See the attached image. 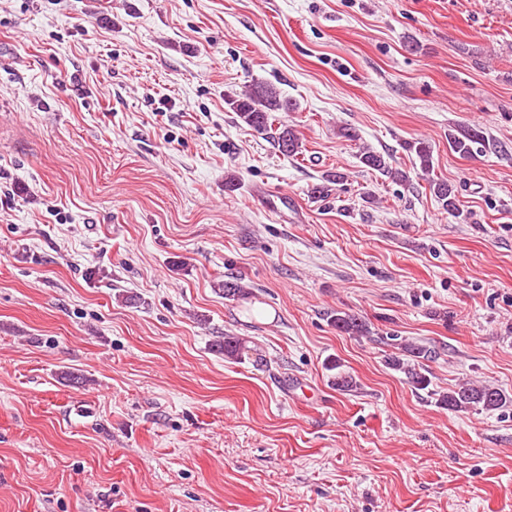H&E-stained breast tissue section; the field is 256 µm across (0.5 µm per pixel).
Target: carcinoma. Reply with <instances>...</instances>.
<instances>
[{
  "label": "carcinoma",
  "mask_w": 512,
  "mask_h": 512,
  "mask_svg": "<svg viewBox=\"0 0 512 512\" xmlns=\"http://www.w3.org/2000/svg\"><path fill=\"white\" fill-rule=\"evenodd\" d=\"M225 103L235 112L240 125L257 133L265 134L271 140L274 148L286 157L299 154L302 147L300 137L291 126L284 123L274 126V113L293 112L297 103L288 98L281 89L272 83L255 81L244 86L237 94L225 95ZM482 133L467 129L459 136L449 138L450 148L461 156L474 152V147L484 146ZM416 154L421 175L429 176L432 172V151L428 143L416 141L409 146ZM360 162L367 168L387 175L396 182H407L406 173L391 168L384 154L362 147L359 154ZM430 191L438 199L443 209L458 217L460 211L456 203L454 187L444 180H428ZM252 296V290L240 280L229 277L224 280V298L230 301L244 300ZM331 325L337 332L348 335H364L369 332L365 318L357 313L338 312L331 319ZM224 358L239 360L251 352L248 340L241 336H226L222 346ZM436 357V351L418 347L409 343H399L395 352L386 357L389 368L405 375L408 385L416 390H425L431 384V379L425 373L422 361ZM332 368L336 369L331 385L341 392H352L357 388L356 380L341 370L339 361H334ZM440 403L454 412L497 411L512 405V396L502 389L490 384L466 382L440 395Z\"/></svg>",
  "instance_id": "1"
}]
</instances>
